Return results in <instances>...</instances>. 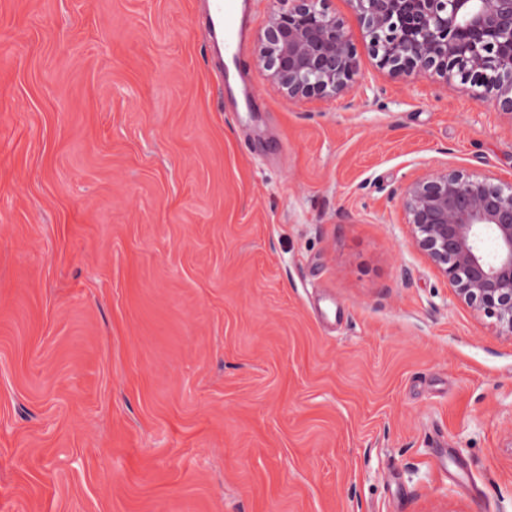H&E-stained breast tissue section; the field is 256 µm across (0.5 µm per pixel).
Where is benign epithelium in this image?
<instances>
[{
	"instance_id": "benign-epithelium-1",
	"label": "benign epithelium",
	"mask_w": 512,
	"mask_h": 512,
	"mask_svg": "<svg viewBox=\"0 0 512 512\" xmlns=\"http://www.w3.org/2000/svg\"><path fill=\"white\" fill-rule=\"evenodd\" d=\"M274 10L258 61L290 100L336 96L358 62L343 21L324 0ZM381 66L394 73L461 75L512 112V0H350ZM410 243L454 296L512 335V185L441 170L400 192Z\"/></svg>"
}]
</instances>
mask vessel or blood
Here are the masks:
<instances>
[{
  "label": "vessel or blood",
  "instance_id": "obj_1",
  "mask_svg": "<svg viewBox=\"0 0 512 512\" xmlns=\"http://www.w3.org/2000/svg\"><path fill=\"white\" fill-rule=\"evenodd\" d=\"M204 34L210 50L216 53L219 67L215 79L224 89H231L238 73V49L246 35L241 16L226 9L223 0H206Z\"/></svg>",
  "mask_w": 512,
  "mask_h": 512
}]
</instances>
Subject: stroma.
<instances>
[{"label": "stroma", "instance_id": "stroma-1", "mask_svg": "<svg viewBox=\"0 0 512 512\" xmlns=\"http://www.w3.org/2000/svg\"><path fill=\"white\" fill-rule=\"evenodd\" d=\"M360 71L291 102L246 0H0V512H512V337L410 244L398 194L512 184L482 89ZM207 12L204 21V34L210 50L217 54L219 69L215 70V79L225 90H232L238 74V49L246 35L243 11L235 15L228 7L224 9L223 0H205Z\"/></svg>", "mask_w": 512, "mask_h": 512}]
</instances>
